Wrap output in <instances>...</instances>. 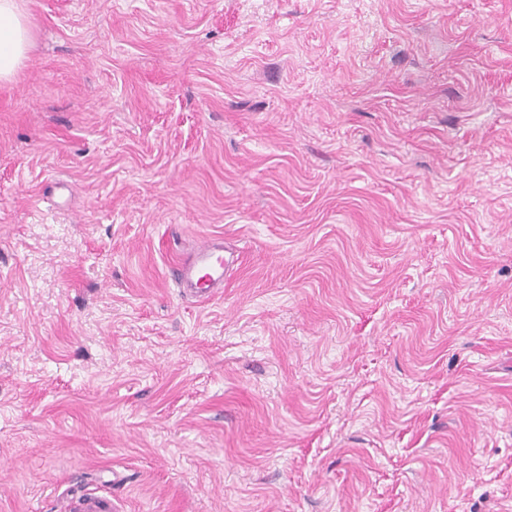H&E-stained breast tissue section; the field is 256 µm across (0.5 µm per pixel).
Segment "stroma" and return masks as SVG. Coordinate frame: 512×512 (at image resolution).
<instances>
[{
    "label": "stroma",
    "instance_id": "1",
    "mask_svg": "<svg viewBox=\"0 0 512 512\" xmlns=\"http://www.w3.org/2000/svg\"><path fill=\"white\" fill-rule=\"evenodd\" d=\"M22 7L0 512H512V0ZM231 266L222 242L208 239L177 261L174 279L185 294L209 298L224 289ZM65 512H120L119 502L112 495L73 493L69 495Z\"/></svg>",
    "mask_w": 512,
    "mask_h": 512
}]
</instances>
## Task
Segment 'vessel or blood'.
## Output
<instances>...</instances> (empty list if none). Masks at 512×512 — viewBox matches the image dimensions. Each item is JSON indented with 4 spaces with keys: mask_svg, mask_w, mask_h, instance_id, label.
Segmentation results:
<instances>
[{
    "mask_svg": "<svg viewBox=\"0 0 512 512\" xmlns=\"http://www.w3.org/2000/svg\"><path fill=\"white\" fill-rule=\"evenodd\" d=\"M230 270L221 241L208 239L177 261L174 279L186 294L211 297L223 290ZM64 512H120V507L109 495L74 493L68 498Z\"/></svg>",
    "mask_w": 512,
    "mask_h": 512,
    "instance_id": "1",
    "label": "vessel or blood"
}]
</instances>
